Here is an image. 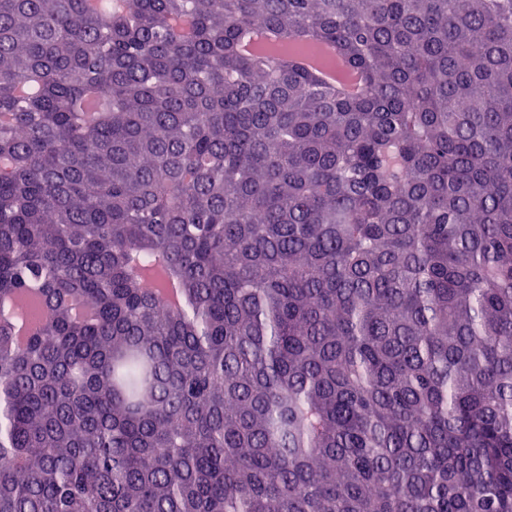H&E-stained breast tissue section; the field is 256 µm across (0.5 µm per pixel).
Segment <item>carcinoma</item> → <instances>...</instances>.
I'll return each instance as SVG.
<instances>
[{
    "instance_id": "carcinoma-1",
    "label": "carcinoma",
    "mask_w": 512,
    "mask_h": 512,
    "mask_svg": "<svg viewBox=\"0 0 512 512\" xmlns=\"http://www.w3.org/2000/svg\"><path fill=\"white\" fill-rule=\"evenodd\" d=\"M21 291L0 512H512V0H0ZM295 66L312 73L320 82L337 87L347 96H356L363 86V76L338 54L333 44L322 42L313 54L300 55Z\"/></svg>"
}]
</instances>
